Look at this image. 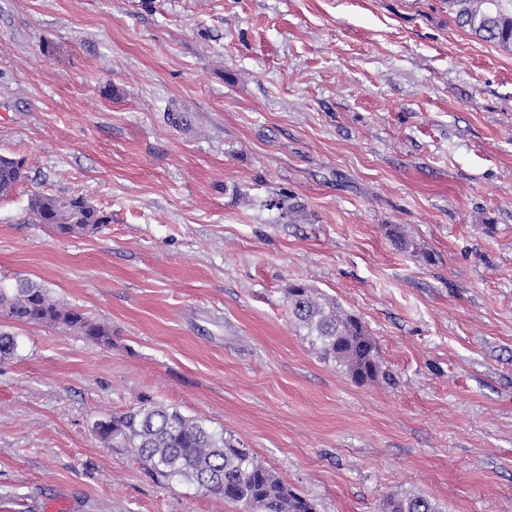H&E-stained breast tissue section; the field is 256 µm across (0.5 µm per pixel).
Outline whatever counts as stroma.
Returning a JSON list of instances; mask_svg holds the SVG:
<instances>
[{"instance_id": "stroma-1", "label": "stroma", "mask_w": 512, "mask_h": 512, "mask_svg": "<svg viewBox=\"0 0 512 512\" xmlns=\"http://www.w3.org/2000/svg\"><path fill=\"white\" fill-rule=\"evenodd\" d=\"M0 155V281L112 333L0 316V512H242L99 437L143 395L316 512H512V54L444 0H0ZM37 194L112 222L58 235ZM295 283L376 379L309 344ZM26 178L25 159L0 156V197L13 193ZM288 304L321 355L332 358L356 381L365 382L377 376L376 343L356 315L342 311L336 302L321 299L313 288L300 284L289 286ZM436 504L422 495H390L382 503V512H438Z\"/></svg>"}]
</instances>
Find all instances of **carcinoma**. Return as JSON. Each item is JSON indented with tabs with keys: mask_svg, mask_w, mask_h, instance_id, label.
Here are the masks:
<instances>
[{
	"mask_svg": "<svg viewBox=\"0 0 512 512\" xmlns=\"http://www.w3.org/2000/svg\"><path fill=\"white\" fill-rule=\"evenodd\" d=\"M445 2L458 27L512 51V0ZM26 178L25 159L0 156V197L13 193ZM27 221L70 235L95 232L111 223L112 216L81 195L36 194L30 199ZM288 304L321 355L336 361L359 382L377 376L378 349L357 316L300 284L289 286ZM0 314L17 322L73 331L98 343L111 342L106 325L62 304L49 289L27 279L0 285ZM96 432L104 440L122 439L144 465L161 476L194 484L242 505L245 512H315L312 500L289 488L246 449L236 447L201 421L147 397L121 415L97 421ZM382 512H438V508L426 496L390 495L382 503Z\"/></svg>",
	"mask_w": 512,
	"mask_h": 512,
	"instance_id": "obj_1",
	"label": "carcinoma"
}]
</instances>
